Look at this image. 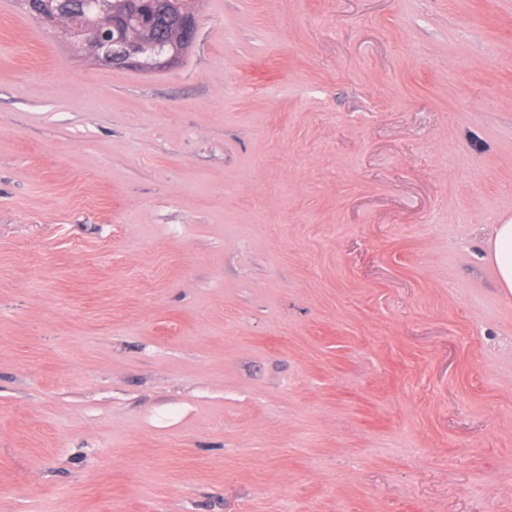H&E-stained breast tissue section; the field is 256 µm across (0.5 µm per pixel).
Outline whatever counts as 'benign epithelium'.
Returning <instances> with one entry per match:
<instances>
[{
  "mask_svg": "<svg viewBox=\"0 0 512 512\" xmlns=\"http://www.w3.org/2000/svg\"><path fill=\"white\" fill-rule=\"evenodd\" d=\"M177 36L174 41L151 39V33L143 29L138 20L129 18L115 24L101 21V25L88 22L81 17L72 18V26L62 35L80 45L92 47L95 57L114 66H140L146 48L155 51V67L167 68L175 65L185 47L191 45L197 29L195 2L189 0L177 15L174 26Z\"/></svg>",
  "mask_w": 512,
  "mask_h": 512,
  "instance_id": "7a95c632",
  "label": "benign epithelium"
}]
</instances>
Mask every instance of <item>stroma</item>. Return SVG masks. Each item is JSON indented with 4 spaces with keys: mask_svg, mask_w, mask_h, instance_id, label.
<instances>
[{
    "mask_svg": "<svg viewBox=\"0 0 512 512\" xmlns=\"http://www.w3.org/2000/svg\"><path fill=\"white\" fill-rule=\"evenodd\" d=\"M196 14L0 0V512H512V0ZM167 10L180 11L177 22L173 29L177 31L174 41H157L151 39V33L143 29V25L138 20L126 18L122 22L104 21L94 19L96 15L95 4L99 0H19L21 5H25L29 12L37 19H42L52 27L57 24L67 27L68 18L72 14L87 13L92 20L86 21L81 17L72 18V27L64 29L62 35L71 41H76L80 45L92 46L95 57L100 58L112 66H139L142 65V53L145 61L150 64L155 51V67L167 68L175 65L180 58L184 48L191 45L195 38L197 29V18L195 3L190 0H166ZM100 22L94 25V22ZM104 26L100 28V26ZM117 32L114 39L110 40L112 33ZM105 3L115 2L120 3V7L116 11L119 14H129L131 16H135L140 14L147 18V21L152 23V34L154 36L164 37L168 36L170 32H167L165 28H162L151 16L149 12V7L145 5L143 0H103ZM491 259L498 288L512 291V221L493 225L490 239Z\"/></svg>",
    "mask_w": 512,
    "mask_h": 512,
    "instance_id": "1",
    "label": "stroma"
}]
</instances>
